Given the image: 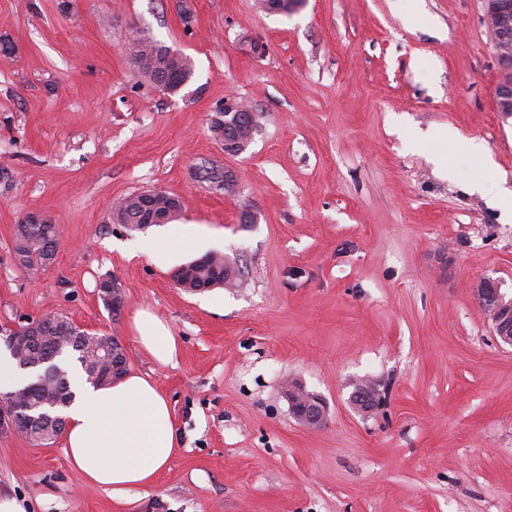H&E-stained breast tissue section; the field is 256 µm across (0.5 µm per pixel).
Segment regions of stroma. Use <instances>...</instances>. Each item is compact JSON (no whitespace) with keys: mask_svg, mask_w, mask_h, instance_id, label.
I'll return each mask as SVG.
<instances>
[{"mask_svg":"<svg viewBox=\"0 0 512 512\" xmlns=\"http://www.w3.org/2000/svg\"><path fill=\"white\" fill-rule=\"evenodd\" d=\"M484 9L0 0V326L60 313L117 337L180 439L154 484L119 502L80 480L64 439L39 448L0 428L1 497L27 512H512V348L476 294L489 278L512 297V118L496 110ZM143 33L190 58L184 89L130 64ZM230 95L263 115L237 155L210 130ZM204 160L239 171L236 196L194 178ZM142 190L181 200L178 220L114 223ZM31 212L61 231L44 271L14 258ZM188 226L199 243L173 259L136 247ZM212 251L236 260L235 287H177L175 271ZM142 308L175 336L176 363L134 340ZM287 378L323 398L325 427L293 417ZM365 378L383 396L367 414L351 403Z\"/></svg>","mask_w":512,"mask_h":512,"instance_id":"35a3bbf8","label":"stroma"}]
</instances>
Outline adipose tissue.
I'll return each instance as SVG.
<instances>
[{
	"mask_svg": "<svg viewBox=\"0 0 512 512\" xmlns=\"http://www.w3.org/2000/svg\"><path fill=\"white\" fill-rule=\"evenodd\" d=\"M135 340L158 363H173L178 346L170 329L146 310L133 318ZM76 398L66 409L65 441L79 476L114 500L153 485L178 451L167 398L156 384L130 374L95 388L75 379Z\"/></svg>",
	"mask_w": 512,
	"mask_h": 512,
	"instance_id": "adipose-tissue-1",
	"label": "adipose tissue"
}]
</instances>
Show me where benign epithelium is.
Segmentation results:
<instances>
[{"label": "benign epithelium", "mask_w": 512, "mask_h": 512, "mask_svg": "<svg viewBox=\"0 0 512 512\" xmlns=\"http://www.w3.org/2000/svg\"><path fill=\"white\" fill-rule=\"evenodd\" d=\"M484 23L495 36V46L503 73L495 89L498 112L504 117H512V0H486ZM211 126L220 128L219 142L226 154H239L253 140L259 129L257 115L242 100L230 96L224 98L220 107L215 109ZM477 296L484 308L493 331L500 343L512 347V298H506L495 282L486 280L476 288ZM60 329L59 320L53 315H46L25 325L12 326L4 332V341L11 349L23 370H38L39 362H29L20 355L26 345L35 340L43 339L57 333ZM125 352L119 345H112L106 357L108 376L118 380L125 374ZM369 388L358 383V391L354 400L363 412L373 411L377 404L376 384L367 381ZM26 390H13L7 394L0 393V425L11 426L25 435L32 443L39 446H50L58 438L54 428L58 422L65 421L63 416L54 414L55 409L64 404L58 399L45 403V407L35 413L19 416L25 410ZM295 417L305 426L312 429L321 428L326 420V406L323 400L312 394L304 400V407L294 412Z\"/></svg>", "instance_id": "1"}]
</instances>
